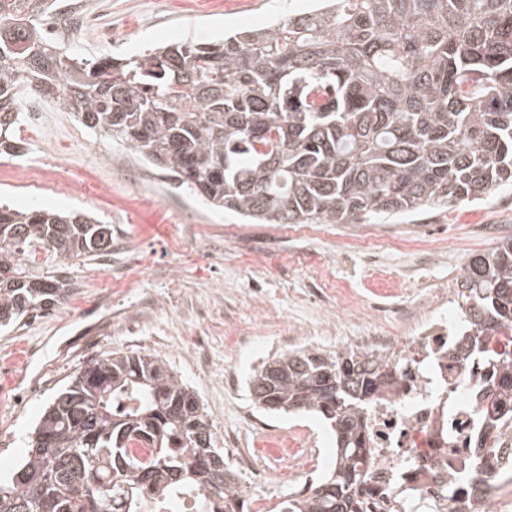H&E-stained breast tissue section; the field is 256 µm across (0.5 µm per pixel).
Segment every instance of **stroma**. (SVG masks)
<instances>
[{"label": "stroma", "mask_w": 512, "mask_h": 512, "mask_svg": "<svg viewBox=\"0 0 512 512\" xmlns=\"http://www.w3.org/2000/svg\"><path fill=\"white\" fill-rule=\"evenodd\" d=\"M98 26L74 35L68 54H109L100 27L124 30L128 52L224 31L257 27L304 7V0H107ZM22 156H0V199L95 215L112 227L104 257L73 260L74 293L37 319L0 328V475L13 472L29 433L52 395L91 358L115 351L153 355L196 392L216 446L227 461L268 455L280 440L268 431L307 435L319 450L318 471L333 455V439L317 419L258 410L247 380L263 362L303 349L343 352L368 324L336 309L338 288L404 302L426 288L457 290L467 258L494 247L482 224L512 228V188L479 205L430 209L406 218L352 224H244L203 204L168 173L143 163L125 142L92 131L71 113H50L45 127L23 126ZM61 155L67 184L42 180L14 186V168L37 167L48 152ZM392 237L376 269L342 259L344 240L366 230ZM445 243L435 259L418 261L401 238ZM255 343L229 349L228 335Z\"/></svg>", "instance_id": "1"}]
</instances>
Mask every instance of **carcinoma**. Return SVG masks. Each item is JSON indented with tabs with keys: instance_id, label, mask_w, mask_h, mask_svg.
<instances>
[{
	"instance_id": "1",
	"label": "carcinoma",
	"mask_w": 512,
	"mask_h": 512,
	"mask_svg": "<svg viewBox=\"0 0 512 512\" xmlns=\"http://www.w3.org/2000/svg\"><path fill=\"white\" fill-rule=\"evenodd\" d=\"M44 5L0 0V155L19 152L25 83L251 224L413 215L512 186V0H311L267 27L92 61L46 35ZM111 250L112 225L86 214L0 204V327L63 303L70 262ZM457 297L468 334L455 350L471 357L512 328L511 237L467 260ZM504 347L487 358L475 443L489 463V436L512 431ZM271 363L275 407L261 388ZM395 372L382 356L297 350L250 376L257 408L318 415L336 437L330 475L280 512H367V411ZM219 461L193 389L151 355L114 352L52 398L0 476V512H142L181 489L199 493L197 512H247Z\"/></svg>"
}]
</instances>
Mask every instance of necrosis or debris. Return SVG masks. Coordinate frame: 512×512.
I'll return each instance as SVG.
<instances>
[{
	"mask_svg": "<svg viewBox=\"0 0 512 512\" xmlns=\"http://www.w3.org/2000/svg\"><path fill=\"white\" fill-rule=\"evenodd\" d=\"M460 336L448 293L436 288L416 306L382 307L369 334L358 338L361 350L402 366L393 391L369 408L370 512H499L503 495L512 496V436L501 437L503 452L491 465L472 448L485 427L479 398L486 368L480 359L454 357ZM236 469L253 485L294 473L295 494L312 485L307 462L287 449L270 464L242 459Z\"/></svg>",
	"mask_w": 512,
	"mask_h": 512,
	"instance_id": "1",
	"label": "necrosis or debris"
}]
</instances>
